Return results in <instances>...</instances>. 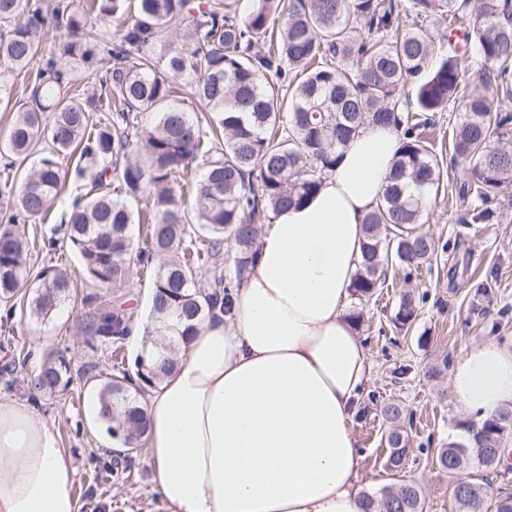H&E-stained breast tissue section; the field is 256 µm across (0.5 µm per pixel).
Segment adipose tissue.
<instances>
[{
  "mask_svg": "<svg viewBox=\"0 0 512 512\" xmlns=\"http://www.w3.org/2000/svg\"><path fill=\"white\" fill-rule=\"evenodd\" d=\"M402 143L356 132L318 191L274 215L229 312L182 343L143 404L164 512H365L354 436L371 364L350 314L351 283ZM450 388L485 419L512 408V351L461 354ZM55 423L0 400V512H79Z\"/></svg>",
  "mask_w": 512,
  "mask_h": 512,
  "instance_id": "ef3b65f1",
  "label": "adipose tissue"
}]
</instances>
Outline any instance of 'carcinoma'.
<instances>
[{
	"mask_svg": "<svg viewBox=\"0 0 512 512\" xmlns=\"http://www.w3.org/2000/svg\"><path fill=\"white\" fill-rule=\"evenodd\" d=\"M470 0H254L239 19L207 0H0V93L11 75L39 54V34L54 24L63 32L41 59L29 101L9 127L0 155L12 170L35 152L39 163L19 189L0 183L9 215L0 222V301L3 325L16 314L11 301L27 277L26 241L17 226L46 215L69 179L90 180L76 194L62 226L43 238L57 251L61 234L80 255L85 275L99 288L128 282L157 264L152 281L149 346L134 371L87 362L82 375L99 380L100 419L120 429L126 445L147 428L141 397L176 364L177 349L216 308L229 309L253 262L257 228L271 214L302 203L336 166L339 150L366 123H393L403 142L383 189L365 220L362 260L353 283L359 300L384 287L388 269H415L435 253L434 238L417 231L440 164L421 137L428 112L459 107L451 165L469 173L465 196L479 202L473 220L492 218V200L512 186V115L497 102L512 96V0H476L477 22L464 49L483 60L475 87L466 83L465 54L431 63V24L455 16ZM131 16L119 39L107 40L88 23ZM426 25L408 23L409 16ZM83 70L92 93L70 94L72 67ZM413 109L400 112L408 81ZM190 86L196 115L180 105ZM50 118H45V113ZM100 113L93 121L90 113ZM73 160L72 171L58 158ZM146 225L145 235L131 226ZM67 270L44 268L28 301L29 315L46 318L70 299ZM419 300L398 297L394 323H412ZM85 343L120 348L131 334L133 312L83 297ZM74 372L61 352L43 357L26 374L27 397L40 405L70 389ZM390 421L388 468L405 467L409 438L403 408L383 407ZM466 436L437 449L436 462L461 480L456 512H512V493L497 494L470 478L494 472L503 460L512 410L481 425L464 422ZM366 512H424L421 487L402 479L378 494H364Z\"/></svg>",
	"mask_w": 512,
	"mask_h": 512,
	"instance_id": "cac0c4a2",
	"label": "carcinoma"
}]
</instances>
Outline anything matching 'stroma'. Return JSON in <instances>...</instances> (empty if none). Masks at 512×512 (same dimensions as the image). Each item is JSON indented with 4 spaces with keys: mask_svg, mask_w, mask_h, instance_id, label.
Listing matches in <instances>:
<instances>
[{
    "mask_svg": "<svg viewBox=\"0 0 512 512\" xmlns=\"http://www.w3.org/2000/svg\"><path fill=\"white\" fill-rule=\"evenodd\" d=\"M457 112L446 107L435 113L423 136L441 161V188L431 198L423 216V229L436 241L429 263L404 275L401 268L388 271L384 288L365 301H353L362 316L359 334L369 354L371 378L359 398L354 432L363 454L359 486L375 493L397 482L399 476L417 481L424 492L425 512H453L451 478L439 470L434 451L460 440V422L469 420L448 384V373L432 376V367L454 362L465 350L494 341L512 350V189L491 204L493 221L475 224L471 199L460 198L459 187L467 175L451 167L452 131ZM64 202H57L47 216L30 220L23 228L29 243L27 268L38 273L55 264L74 274V290L68 302L47 320L16 315L7 338H0V368L11 364L20 349L42 344L45 349L68 350L73 368L89 360L102 366L112 363L108 348L88 349L79 343L78 320L88 280L71 249L60 255L47 253L42 239L58 223ZM152 278L132 277L123 288L103 290L104 300L127 303L136 323L147 326ZM405 289L420 296L416 319L396 328L392 322L397 295ZM96 379L75 378L71 389L57 398L42 400L40 411L54 421L74 467L72 488L79 512H162L152 482L146 444L113 456L104 428L93 424L85 401L95 392ZM400 403L413 422L409 432L413 451L402 474L386 465L389 450L384 438L387 424L381 415L384 403ZM118 460L117 469L104 481H96L97 458Z\"/></svg>",
    "mask_w": 512,
    "mask_h": 512,
    "instance_id": "35a3bbf8",
    "label": "stroma"
}]
</instances>
